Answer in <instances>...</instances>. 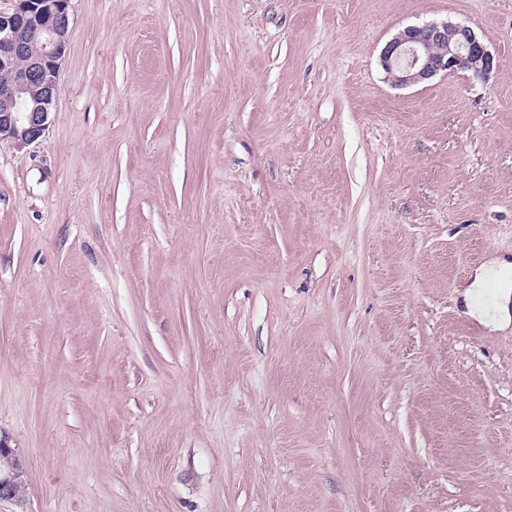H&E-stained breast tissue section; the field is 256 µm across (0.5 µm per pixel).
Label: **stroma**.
Listing matches in <instances>:
<instances>
[{"label": "stroma", "instance_id": "35a3bbf8", "mask_svg": "<svg viewBox=\"0 0 512 512\" xmlns=\"http://www.w3.org/2000/svg\"><path fill=\"white\" fill-rule=\"evenodd\" d=\"M0 141V512H512V0H71ZM497 58L410 87L404 27ZM491 272L498 277V301L489 309L477 303V296L486 287ZM512 263L507 259H494L475 270L473 280L462 293L468 316L492 330L507 327L512 323ZM8 438L0 436V458L3 456L13 459V473L11 476L0 477V499L13 500L17 498L15 495V486L22 477L19 461L17 459L15 448H11L8 444Z\"/></svg>", "mask_w": 512, "mask_h": 512}]
</instances>
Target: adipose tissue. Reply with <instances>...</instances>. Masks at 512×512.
<instances>
[{
  "mask_svg": "<svg viewBox=\"0 0 512 512\" xmlns=\"http://www.w3.org/2000/svg\"><path fill=\"white\" fill-rule=\"evenodd\" d=\"M498 277V300L491 308H483L477 296L486 287L489 275ZM462 297L468 316L483 326L496 330L512 324V262L494 259L478 268L472 282L464 290Z\"/></svg>",
  "mask_w": 512,
  "mask_h": 512,
  "instance_id": "obj_1",
  "label": "adipose tissue"
}]
</instances>
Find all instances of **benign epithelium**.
<instances>
[{"label":"benign epithelium","instance_id":"benign-epithelium-1","mask_svg":"<svg viewBox=\"0 0 512 512\" xmlns=\"http://www.w3.org/2000/svg\"><path fill=\"white\" fill-rule=\"evenodd\" d=\"M0 10V141L22 149L49 127L62 60L71 36L70 0H9ZM380 61L392 84L417 85L443 74L487 75L495 57L474 29L463 22L408 26L389 40ZM13 459V473L0 477V499L16 498L22 477L15 449L0 436V458Z\"/></svg>","mask_w":512,"mask_h":512}]
</instances>
